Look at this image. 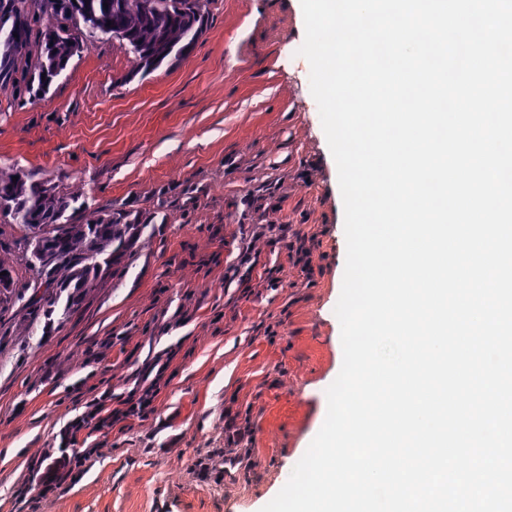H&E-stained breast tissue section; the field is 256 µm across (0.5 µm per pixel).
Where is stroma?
Segmentation results:
<instances>
[{"instance_id": "obj_1", "label": "stroma", "mask_w": 512, "mask_h": 512, "mask_svg": "<svg viewBox=\"0 0 512 512\" xmlns=\"http://www.w3.org/2000/svg\"><path fill=\"white\" fill-rule=\"evenodd\" d=\"M186 58L133 74L95 37L42 96L0 87V170L152 214L123 276L68 315L0 324V512H260L321 428L343 361L337 166L310 90L300 0H208ZM304 238L310 264L280 239ZM273 280L227 282L243 248ZM168 361L158 409L86 435L54 495L29 469L102 394ZM249 424L232 440L228 419Z\"/></svg>"}]
</instances>
